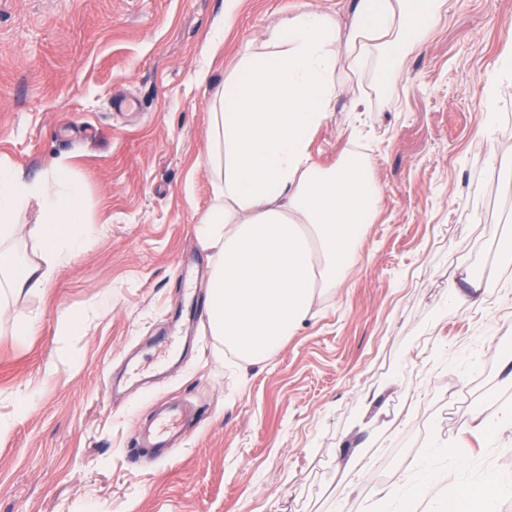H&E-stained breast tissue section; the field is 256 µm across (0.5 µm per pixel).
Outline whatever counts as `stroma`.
Masks as SVG:
<instances>
[{
	"label": "stroma",
	"mask_w": 512,
	"mask_h": 512,
	"mask_svg": "<svg viewBox=\"0 0 512 512\" xmlns=\"http://www.w3.org/2000/svg\"><path fill=\"white\" fill-rule=\"evenodd\" d=\"M353 2L236 0L228 14L224 0H0V165H66L100 230L0 322V512H371L437 442L466 462L447 474L452 496L488 472L512 483V435L472 421L478 405L512 406L497 358L512 350V263L495 252L512 226L499 167L512 97L493 142L480 135L483 76L512 54V0H450L426 45L387 77L372 60L359 110L341 97L314 133V162L366 154L381 195L313 318L242 368L193 314L212 256L194 226L212 201L214 89L280 18L309 3L344 27ZM189 254L202 274L186 285ZM24 317L37 332L13 336ZM163 335L174 356L155 347ZM25 389L38 401L20 415ZM168 398L198 407L200 426L171 460L136 466V422ZM355 451L372 464L351 487Z\"/></svg>",
	"instance_id": "1"
}]
</instances>
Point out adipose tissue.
<instances>
[{
  "label": "adipose tissue",
  "mask_w": 512,
  "mask_h": 512,
  "mask_svg": "<svg viewBox=\"0 0 512 512\" xmlns=\"http://www.w3.org/2000/svg\"><path fill=\"white\" fill-rule=\"evenodd\" d=\"M444 0H356L350 25L303 7L269 26L247 48L211 105L207 163L212 203L197 239L211 250L207 282L210 336L240 364L278 350L312 315L318 290L339 287L360 256L361 233L380 197L369 158L347 154L331 168L315 164L312 133L345 95L338 58L359 73L369 57L400 63L422 46L442 17ZM485 135L496 106L512 95V56L484 78ZM82 183L59 167L27 178L0 167V317L11 297L41 291L55 271L81 254L98 229L81 205ZM37 205V256L10 241L30 205ZM405 495L407 512L444 499L438 475L408 488H379V501Z\"/></svg>",
  "instance_id": "ef3b65f1"
}]
</instances>
